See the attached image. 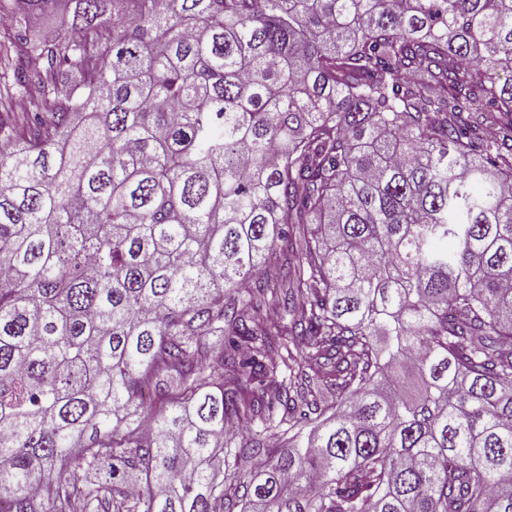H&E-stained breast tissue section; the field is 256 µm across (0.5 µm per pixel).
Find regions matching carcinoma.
Segmentation results:
<instances>
[{
    "instance_id": "cac0c4a2",
    "label": "carcinoma",
    "mask_w": 512,
    "mask_h": 512,
    "mask_svg": "<svg viewBox=\"0 0 512 512\" xmlns=\"http://www.w3.org/2000/svg\"><path fill=\"white\" fill-rule=\"evenodd\" d=\"M3 18L0 512H512V0Z\"/></svg>"
}]
</instances>
